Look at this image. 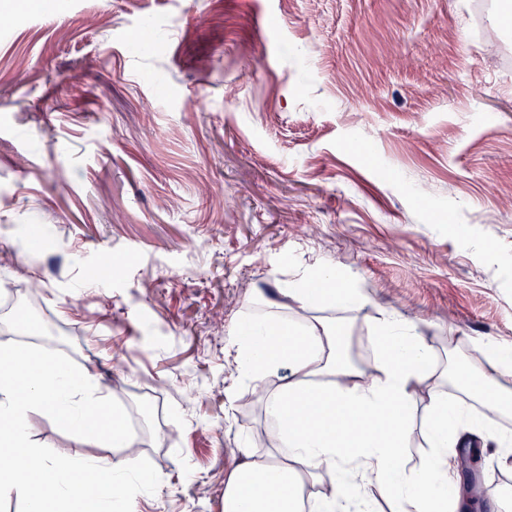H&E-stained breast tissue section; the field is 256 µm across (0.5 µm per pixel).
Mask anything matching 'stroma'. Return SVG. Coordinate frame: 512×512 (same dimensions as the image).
I'll use <instances>...</instances> for the list:
<instances>
[{
  "label": "stroma",
  "instance_id": "obj_1",
  "mask_svg": "<svg viewBox=\"0 0 512 512\" xmlns=\"http://www.w3.org/2000/svg\"><path fill=\"white\" fill-rule=\"evenodd\" d=\"M502 0H0V286L142 437V512H224L227 455L264 415L226 338L319 263L375 304L313 309L372 371L386 307L439 359L512 342V26ZM254 66H240L242 55ZM411 66H403V59ZM45 231L39 251L32 225ZM117 277L93 278L99 250ZM34 445L99 454L42 416ZM512 512V460L459 473Z\"/></svg>",
  "mask_w": 512,
  "mask_h": 512
}]
</instances>
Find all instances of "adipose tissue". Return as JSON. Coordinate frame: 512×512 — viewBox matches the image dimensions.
<instances>
[{
	"instance_id": "ef3b65f1",
	"label": "adipose tissue",
	"mask_w": 512,
	"mask_h": 512,
	"mask_svg": "<svg viewBox=\"0 0 512 512\" xmlns=\"http://www.w3.org/2000/svg\"><path fill=\"white\" fill-rule=\"evenodd\" d=\"M298 307L267 310L229 330L242 380L260 386L268 448L229 451L234 465L224 481V512H463L470 492L453 480L458 449L495 443L512 449V433L499 429L494 414L512 409V391L498 375L512 371V344L475 345L488 367L467 364L448 369L433 346L402 315L382 312L372 329L373 372L350 359L334 322L312 316L317 307L352 309L373 304L371 293L350 286L327 268L302 274L288 288ZM31 375L18 387L14 367ZM280 376L278 385L266 379ZM456 380L467 396L479 398L485 418L465 417L449 402L445 387ZM89 372L23 347L0 348V453L20 462L0 479V498L24 502L28 512H107L103 495L84 489L121 484L126 512H141L144 488L139 441L124 425L120 408ZM41 413L81 438L111 441L120 458L81 456L59 467L28 438L30 414ZM427 447L418 467H406L401 450L413 433ZM332 481L320 487L322 474Z\"/></svg>"
}]
</instances>
